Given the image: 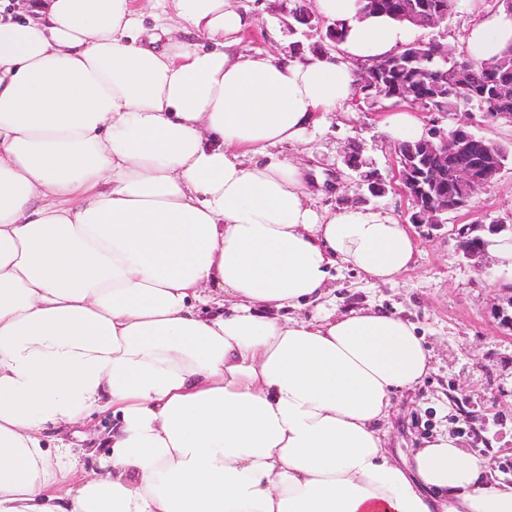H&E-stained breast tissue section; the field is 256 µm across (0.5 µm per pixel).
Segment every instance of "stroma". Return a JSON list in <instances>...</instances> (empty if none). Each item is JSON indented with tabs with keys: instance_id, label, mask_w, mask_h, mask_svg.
<instances>
[{
	"instance_id": "1",
	"label": "stroma",
	"mask_w": 512,
	"mask_h": 512,
	"mask_svg": "<svg viewBox=\"0 0 512 512\" xmlns=\"http://www.w3.org/2000/svg\"><path fill=\"white\" fill-rule=\"evenodd\" d=\"M255 17L244 44L275 54L283 46L302 53L313 40L288 29L286 0H233ZM499 0H473L466 12H454L439 27L419 30L421 39H437L453 56L479 17L503 13ZM391 102L349 103L347 118L327 117L314 139L295 149L308 166L318 193L317 206L339 207L358 200L360 191L341 157L348 141L359 142L385 179L393 177L395 152L380 122ZM400 223L409 225L417 243L414 266L396 281L373 285L356 272L331 271L327 309L382 307L412 322L423 336L435 366L423 384L395 395L393 408L381 424L385 446L397 463L406 462L423 440L447 434L471 453L487 457L493 476L512 480V331L502 328L493 310L502 297L498 261L485 254L479 263L457 252L447 231L411 221L413 204L392 190L376 199ZM488 218L512 224V161L493 186L475 196L470 208L449 214L452 224Z\"/></svg>"
}]
</instances>
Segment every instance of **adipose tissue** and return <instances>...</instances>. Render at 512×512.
Wrapping results in <instances>:
<instances>
[{
	"mask_svg": "<svg viewBox=\"0 0 512 512\" xmlns=\"http://www.w3.org/2000/svg\"><path fill=\"white\" fill-rule=\"evenodd\" d=\"M37 0L0 20V512H512L458 439L395 463L377 428L431 355L329 271L385 283L386 210L318 208L308 144L409 24L313 0L323 55L249 50L231 0ZM512 19L471 30L488 61ZM96 452L97 465L83 458Z\"/></svg>",
	"mask_w": 512,
	"mask_h": 512,
	"instance_id": "ef3b65f1",
	"label": "adipose tissue"
}]
</instances>
